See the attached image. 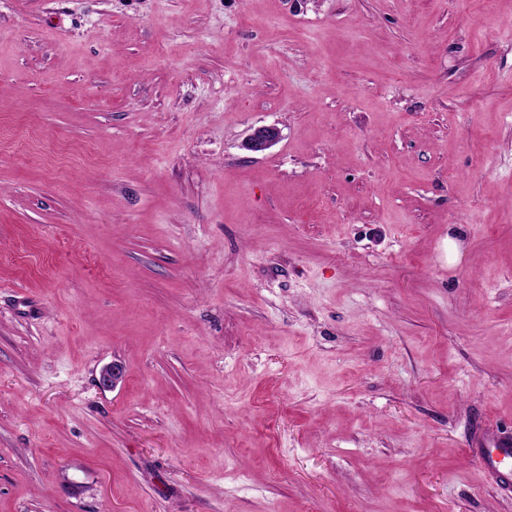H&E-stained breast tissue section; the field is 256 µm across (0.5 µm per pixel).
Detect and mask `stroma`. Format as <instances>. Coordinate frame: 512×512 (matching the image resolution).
Returning a JSON list of instances; mask_svg holds the SVG:
<instances>
[{"label": "stroma", "instance_id": "1", "mask_svg": "<svg viewBox=\"0 0 512 512\" xmlns=\"http://www.w3.org/2000/svg\"><path fill=\"white\" fill-rule=\"evenodd\" d=\"M488 429L512 0H0V512H512ZM281 139V130L276 125H262L252 129L245 141V148L251 152H264ZM473 459L477 470L483 476H491L503 484L512 483V439L489 433L484 441V448L473 450Z\"/></svg>", "mask_w": 512, "mask_h": 512}]
</instances>
